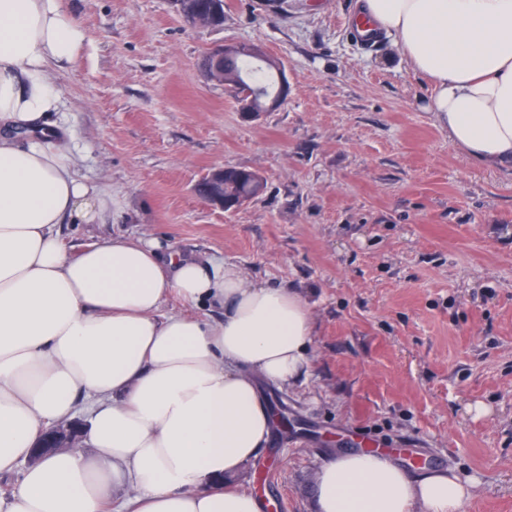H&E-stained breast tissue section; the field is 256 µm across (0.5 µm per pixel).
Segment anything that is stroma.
<instances>
[{
    "mask_svg": "<svg viewBox=\"0 0 512 512\" xmlns=\"http://www.w3.org/2000/svg\"><path fill=\"white\" fill-rule=\"evenodd\" d=\"M361 2L224 0L212 30L169 0H63L86 38L58 79L62 112L81 175L119 208L110 225L64 226L62 243L145 229L307 299L312 376L265 385L288 422L235 479L269 512H315L316 470L368 444L413 473L476 479L462 512H512V171L449 145L392 35L357 37ZM225 42L280 62V106L241 112L230 86L200 78ZM216 167L266 188L224 212L194 190Z\"/></svg>",
    "mask_w": 512,
    "mask_h": 512,
    "instance_id": "35a3bbf8",
    "label": "stroma"
}]
</instances>
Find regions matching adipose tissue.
Wrapping results in <instances>:
<instances>
[{
	"mask_svg": "<svg viewBox=\"0 0 512 512\" xmlns=\"http://www.w3.org/2000/svg\"><path fill=\"white\" fill-rule=\"evenodd\" d=\"M359 16L428 79L449 143L512 169V0H365ZM84 41L62 0H0V512H265L233 479L271 434L262 383L311 374L310 306L146 234L68 255L62 226L108 223L114 203L53 118ZM78 417L82 448L30 463L44 427ZM314 484L316 512H462L475 482L360 451Z\"/></svg>",
	"mask_w": 512,
	"mask_h": 512,
	"instance_id": "obj_1",
	"label": "adipose tissue"
}]
</instances>
